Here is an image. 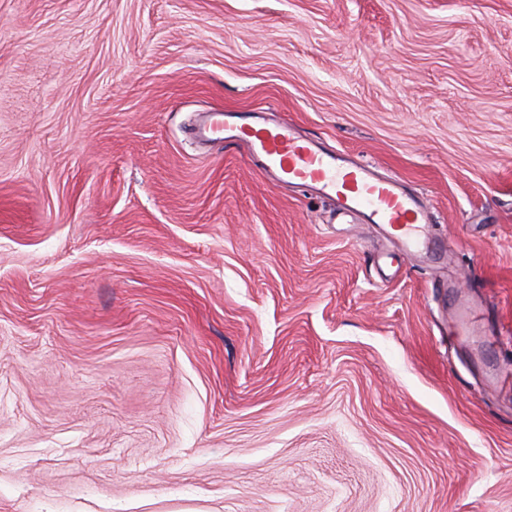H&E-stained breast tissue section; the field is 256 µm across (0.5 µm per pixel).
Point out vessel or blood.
<instances>
[{"label":"vessel or blood","mask_w":512,"mask_h":512,"mask_svg":"<svg viewBox=\"0 0 512 512\" xmlns=\"http://www.w3.org/2000/svg\"><path fill=\"white\" fill-rule=\"evenodd\" d=\"M202 144L244 150L273 188L301 186L332 203L338 215L374 224L400 244L407 256L437 254L429 232L432 203L401 178L303 135L287 119L263 111L202 113L192 129Z\"/></svg>","instance_id":"obj_1"}]
</instances>
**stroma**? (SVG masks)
Here are the masks:
<instances>
[{
	"label": "stroma",
	"mask_w": 512,
	"mask_h": 512,
	"mask_svg": "<svg viewBox=\"0 0 512 512\" xmlns=\"http://www.w3.org/2000/svg\"><path fill=\"white\" fill-rule=\"evenodd\" d=\"M214 108L407 180L438 255ZM0 512H512V0H0ZM191 134L202 144L244 150L275 189L305 187L331 202L338 215L379 226L407 256L439 250L429 233L432 203L427 197L401 178L382 175L373 165L303 135L287 119L263 111L214 110L202 113Z\"/></svg>",
	"instance_id": "obj_1"
}]
</instances>
